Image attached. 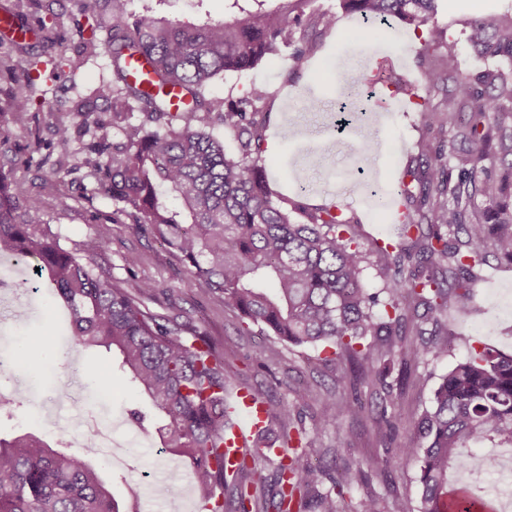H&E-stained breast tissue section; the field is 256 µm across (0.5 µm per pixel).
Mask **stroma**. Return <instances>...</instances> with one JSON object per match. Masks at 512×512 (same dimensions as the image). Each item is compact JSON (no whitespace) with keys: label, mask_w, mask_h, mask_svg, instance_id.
I'll return each mask as SVG.
<instances>
[{"label":"stroma","mask_w":512,"mask_h":512,"mask_svg":"<svg viewBox=\"0 0 512 512\" xmlns=\"http://www.w3.org/2000/svg\"><path fill=\"white\" fill-rule=\"evenodd\" d=\"M314 6L335 13L336 24L323 36L315 58L299 73L290 72L282 54L250 70L214 80L209 94L240 97L252 84L267 86L271 94L265 105L269 114L267 143L259 163L269 175L274 197L288 198L302 207L335 206L344 217L357 218V243L368 254L375 241H389L397 235L387 198L372 196L369 189L392 187L417 158L418 145L426 134L418 105L439 106L441 97L422 88L409 97L380 82L388 68L405 77L417 75L420 40L413 27L400 24L377 41H358L353 37L358 18L341 9L340 0H315ZM510 9L512 0H438L434 21L460 41L459 64L465 68L473 61L465 42L467 20ZM151 15L173 22L220 21L227 15V5L225 0H157ZM356 80L375 85L371 116L339 136L332 129L331 115L337 100ZM111 88L112 69L102 55L91 59L72 79L43 73L33 92L46 96L47 107L37 113L32 128L51 138L60 110L95 90ZM312 151L321 157L316 169L305 163ZM15 175L24 180L31 195L41 197V221L50 224L68 248H78L95 231L99 216L113 210L111 199L84 190L83 172H28L20 166ZM47 181L55 184V191L43 190ZM128 255L137 259L131 274L157 283L152 309L180 311L181 323L207 332L243 367V381L263 392L270 411L287 405L293 422L315 432L312 463L362 471L365 479L355 494L377 496L382 512H421L417 462L396 467L386 465L385 459L391 441L402 442L412 435L415 421L429 408L441 378L471 348L488 345L512 354V263L493 256L473 284L474 312L458 319L448 339L447 354L430 355L408 365L387 393L362 382L338 383L341 370L324 363L321 348L293 346L258 332L240 335L234 310L222 299L201 295L187 283L179 257L167 246L156 238L133 233L128 225H113L110 241L97 261L111 265L113 273L123 278L130 274L124 261ZM9 276L13 288L0 292V356L12 359L13 366L0 372V393L21 397L22 405L14 421L0 424V432L10 434L22 426L63 442L79 456L107 460L114 494L124 499L136 493L140 512H183L184 495L194 488L193 475L163 448L156 432H144L129 420L128 410L142 407L143 401L120 370L116 355L73 343L65 308H50L31 265H18ZM20 307L28 313L22 324L13 318ZM258 353L264 366H246V359ZM300 389L305 390V397H297ZM330 389L340 397L359 392L366 414L346 415L338 424L325 425L322 397ZM386 399L392 404L396 428L391 441L382 437L370 414L371 408ZM89 416L111 430L112 440L119 446L115 451L120 455L118 461H111L115 453L111 449L82 447L83 420ZM175 472L182 476L178 493L166 499L153 497V486Z\"/></svg>","instance_id":"1"}]
</instances>
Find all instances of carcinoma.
Masks as SVG:
<instances>
[{"label":"carcinoma","mask_w":512,"mask_h":512,"mask_svg":"<svg viewBox=\"0 0 512 512\" xmlns=\"http://www.w3.org/2000/svg\"><path fill=\"white\" fill-rule=\"evenodd\" d=\"M38 3L43 15L33 34L40 51L22 39L0 55V80L14 85L6 111L27 126L37 112L21 85L49 67L76 75L98 54L112 63V118L90 99L72 111L94 139L80 156L67 149L69 127L54 128L58 153L35 138L27 167L66 173L84 168L95 190L116 205L110 223L97 225L79 248L68 249L50 225L34 214L40 199L19 179L0 149V255L30 258L46 273L44 287L68 310L77 345L115 348L121 366L151 407L163 415L156 432L189 464L198 498L209 512H224V491L232 490V512H305L308 497L325 471L312 466L305 449L312 439L298 431L297 445L282 435L277 455V491L265 497L262 464L273 443L262 433L224 461V435L235 422L226 393L240 375L204 331L182 335L179 315L153 311L157 285L126 281L98 265L112 225L132 224L139 234L161 240L180 258L198 293L217 296L237 311L238 332L253 328L292 345L321 346L324 361L349 362L360 380L383 389L397 364L428 354L448 353L451 322L472 312L470 281L492 253L512 263V75L488 60L512 59V13L473 17L467 41L476 52L470 70L458 65V41L432 22L436 0H342L344 9L366 24L375 39L396 23L425 28L418 82L444 94L442 107L421 105L429 136L408 165L397 196L399 241L375 243L383 288L372 292L361 280L365 255L355 224L328 207L307 208L297 221L285 199L273 200L265 168L266 113L258 103L270 96L254 84L243 97L213 98L210 84L228 72L255 67L281 48L298 72L319 50L335 24L327 11L306 10L312 0H226L230 18L182 25L147 18L131 0H77L78 13L100 35L84 40L72 55L59 50L68 28L62 0H14L6 15L23 20ZM179 100L173 107L172 97ZM224 127L237 142L227 154L211 131ZM179 200L171 210L161 197ZM465 234L460 238L459 234ZM431 321L427 344L406 339L409 325ZM324 415L331 423L363 410L359 399L338 400L326 392ZM400 445L395 463H419L423 512H443L448 502V469L468 465L467 444H512V355L473 348L444 375L432 406ZM346 470L333 491L319 494V512H340L338 500L358 481ZM453 512H495L476 486L461 489ZM0 512H139L112 492V479L98 462L69 454L34 434L0 436Z\"/></svg>","instance_id":"carcinoma-1"}]
</instances>
